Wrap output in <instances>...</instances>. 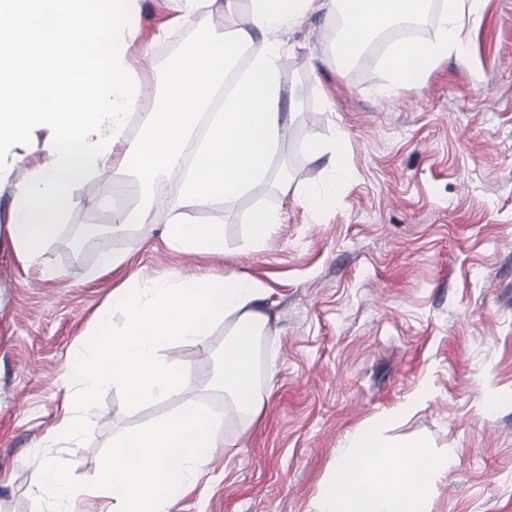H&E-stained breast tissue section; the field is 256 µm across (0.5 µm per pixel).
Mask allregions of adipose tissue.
<instances>
[{
  "instance_id": "ef3b65f1",
  "label": "adipose tissue",
  "mask_w": 512,
  "mask_h": 512,
  "mask_svg": "<svg viewBox=\"0 0 512 512\" xmlns=\"http://www.w3.org/2000/svg\"><path fill=\"white\" fill-rule=\"evenodd\" d=\"M194 26V38L168 61L165 93L149 114L137 143L119 140L112 164L132 170L152 198H168L166 240L180 251L220 254L221 231L183 222L179 210L188 202L206 203L241 194L261 179L266 162L281 150L291 134L283 82L276 66L281 44L274 35L298 24L308 12H341L345 47L360 48L365 38L418 16L424 0H252L248 15H240L234 0H181ZM483 0H442L437 39L425 46H399L395 66L407 61L429 66L461 47V21L479 14ZM224 15V30L211 24L215 11ZM250 50L247 73L233 94L225 96L217 113H210L224 73L242 50ZM195 147L194 166L181 174L184 152ZM118 213L117 231L156 221L153 205ZM133 290L116 305L101 308L96 319L121 325L111 342L91 344L65 367L61 379L67 395L54 428L58 440L71 441L96 416L94 389L112 380L145 404L181 392L190 375L161 357L162 348L176 343L208 344L216 319L236 316L234 348L226 356L214 384L249 416L260 410L251 372L253 338L267 321L263 288L237 273L220 278L173 274L161 282L133 277ZM224 416L193 402L181 414L116 439L92 483L68 478L59 462L33 457L40 474L39 491L49 493L54 512H84L91 495L107 498L105 512H166L162 491H190L202 468L223 447ZM350 461L336 464V490L322 498L317 512H425L430 483L437 471L418 444L391 447L370 434L354 435Z\"/></svg>"
}]
</instances>
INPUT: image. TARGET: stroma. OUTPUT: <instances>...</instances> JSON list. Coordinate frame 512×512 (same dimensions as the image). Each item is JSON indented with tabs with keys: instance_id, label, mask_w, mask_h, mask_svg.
Here are the masks:
<instances>
[{
	"instance_id": "obj_1",
	"label": "stroma",
	"mask_w": 512,
	"mask_h": 512,
	"mask_svg": "<svg viewBox=\"0 0 512 512\" xmlns=\"http://www.w3.org/2000/svg\"><path fill=\"white\" fill-rule=\"evenodd\" d=\"M179 14L176 0H129L121 49L144 86L137 120L192 37ZM335 26L312 12L277 35L292 132L265 179L181 210L185 222L223 232V254L173 250L164 222L141 224L109 238L130 266L86 281L99 257L76 252L72 230L109 228L115 187L127 189V210L148 199L134 173L109 165L74 189L41 257L60 277L44 280L18 258L7 226L13 186L48 160L46 130L11 149L0 173V512H46L33 456L89 483L113 439L191 400L228 411L212 375L230 318L208 345L165 350L192 369L183 394L138 406L102 381L99 414L76 440L55 441L60 375L85 345L111 338L94 314L136 270L159 280L233 270L267 294L265 345L252 351L261 411L225 423L223 448L168 512H316L358 433L425 447L441 469L427 512H512V0H485L462 50L405 81L382 60L358 69L337 58ZM338 133L346 173L336 178L307 143ZM309 186L335 190L315 213L300 201ZM259 210L277 222L257 242Z\"/></svg>"
}]
</instances>
